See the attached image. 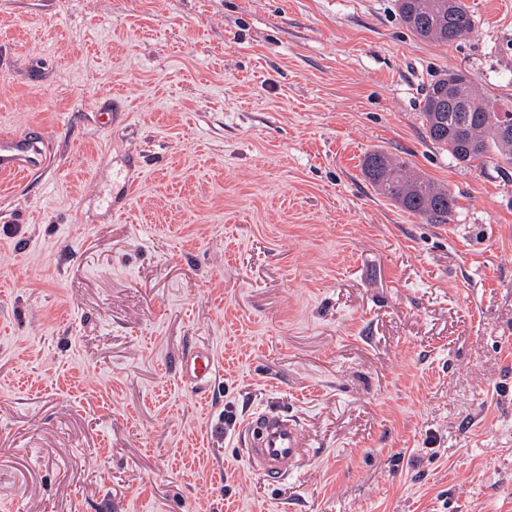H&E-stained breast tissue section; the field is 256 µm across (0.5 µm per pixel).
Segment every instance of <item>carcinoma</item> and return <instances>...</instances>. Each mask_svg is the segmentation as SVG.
I'll list each match as a JSON object with an SVG mask.
<instances>
[{
  "mask_svg": "<svg viewBox=\"0 0 512 512\" xmlns=\"http://www.w3.org/2000/svg\"><path fill=\"white\" fill-rule=\"evenodd\" d=\"M407 29L422 41L448 44L466 38L474 21L466 0H396ZM482 98L472 80L451 71L426 87L419 118L425 137L448 152L456 164L471 168L491 160L512 165V134L501 136L500 116ZM363 172L375 192L428 224H446L457 200L444 185L383 150L369 152Z\"/></svg>",
  "mask_w": 512,
  "mask_h": 512,
  "instance_id": "obj_1",
  "label": "carcinoma"
}]
</instances>
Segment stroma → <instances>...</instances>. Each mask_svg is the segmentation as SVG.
Returning a JSON list of instances; mask_svg holds the SVG:
<instances>
[{
  "label": "stroma",
  "mask_w": 512,
  "mask_h": 512,
  "mask_svg": "<svg viewBox=\"0 0 512 512\" xmlns=\"http://www.w3.org/2000/svg\"><path fill=\"white\" fill-rule=\"evenodd\" d=\"M467 2L443 45L395 0H0V127L54 159L0 177V512H512V167L419 119L451 70L512 111V0ZM259 408L306 438L278 484ZM363 172L375 192L427 224H446L457 200L444 185L415 170L403 158L383 150L369 152ZM215 370L216 365L210 348L201 345L182 363L180 378L184 384L200 386L214 374ZM240 445L251 468L273 483L288 476V468L304 448L299 425L273 409H258L247 417Z\"/></svg>",
  "instance_id": "stroma-1"
}]
</instances>
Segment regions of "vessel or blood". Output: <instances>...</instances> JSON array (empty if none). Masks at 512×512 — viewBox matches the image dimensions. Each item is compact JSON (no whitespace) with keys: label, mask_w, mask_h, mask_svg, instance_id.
Listing matches in <instances>:
<instances>
[{"label":"vessel or blood","mask_w":512,"mask_h":512,"mask_svg":"<svg viewBox=\"0 0 512 512\" xmlns=\"http://www.w3.org/2000/svg\"><path fill=\"white\" fill-rule=\"evenodd\" d=\"M53 159L41 132L28 136L0 130V173L35 174L46 170ZM216 370L208 346L196 348L183 362L180 378L184 384L199 386ZM240 445L251 468L273 483L288 475L304 446L299 425L273 409H259L247 417L240 434Z\"/></svg>","instance_id":"obj_1"}]
</instances>
